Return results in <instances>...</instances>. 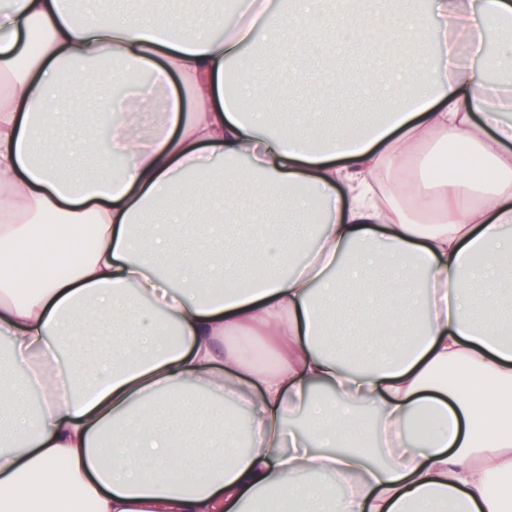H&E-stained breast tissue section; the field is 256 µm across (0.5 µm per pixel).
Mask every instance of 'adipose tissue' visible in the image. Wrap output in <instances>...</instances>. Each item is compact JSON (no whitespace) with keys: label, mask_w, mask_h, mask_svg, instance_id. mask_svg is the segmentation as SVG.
I'll return each instance as SVG.
<instances>
[{"label":"adipose tissue","mask_w":512,"mask_h":512,"mask_svg":"<svg viewBox=\"0 0 512 512\" xmlns=\"http://www.w3.org/2000/svg\"><path fill=\"white\" fill-rule=\"evenodd\" d=\"M250 6L228 27L166 0L79 23L68 0H0V512H512V40L483 48L512 0H407L382 119L319 146L265 112L291 96L323 115L295 61L318 32L356 43L389 17ZM104 55L127 92L82 126L106 176L77 186L34 126L68 156L60 74ZM433 135L490 177L405 180L408 210L373 200L377 172ZM160 204L178 223L148 219ZM40 223L56 247L92 244L64 273H17V244H51ZM240 258L263 272L245 288ZM101 315L104 360L72 355ZM227 342L238 349L243 357L247 359H251L255 351H261L264 354L266 363L269 366L274 365V355L273 353L264 346L262 341L257 337H246V336H229L227 338Z\"/></svg>","instance_id":"1"}]
</instances>
